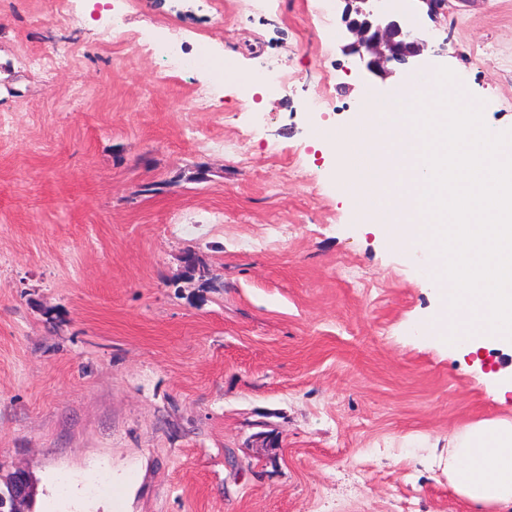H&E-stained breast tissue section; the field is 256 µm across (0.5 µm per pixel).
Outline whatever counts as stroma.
<instances>
[{
	"label": "stroma",
	"instance_id": "stroma-1",
	"mask_svg": "<svg viewBox=\"0 0 512 512\" xmlns=\"http://www.w3.org/2000/svg\"><path fill=\"white\" fill-rule=\"evenodd\" d=\"M314 5L73 0L59 26L53 0H0V462L29 473L32 512H472L448 436L512 419V355L419 334L425 256L358 221L319 139L364 89L440 67L512 130V0L435 20L404 0L426 46L381 78L343 52L344 0L328 28ZM170 40L224 75L169 68L151 49ZM271 63L290 85L263 98Z\"/></svg>",
	"mask_w": 512,
	"mask_h": 512
}]
</instances>
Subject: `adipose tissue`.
Segmentation results:
<instances>
[{
  "mask_svg": "<svg viewBox=\"0 0 512 512\" xmlns=\"http://www.w3.org/2000/svg\"><path fill=\"white\" fill-rule=\"evenodd\" d=\"M448 482L477 508L512 503V420L480 421L450 436Z\"/></svg>",
  "mask_w": 512,
  "mask_h": 512,
  "instance_id": "obj_1",
  "label": "adipose tissue"
}]
</instances>
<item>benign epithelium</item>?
I'll list each match as a JSON object with an SVG mask.
<instances>
[{
    "label": "benign epithelium",
    "mask_w": 512,
    "mask_h": 512,
    "mask_svg": "<svg viewBox=\"0 0 512 512\" xmlns=\"http://www.w3.org/2000/svg\"><path fill=\"white\" fill-rule=\"evenodd\" d=\"M346 2L349 8L344 12L343 22L355 40L345 46V51L358 56L368 72L380 76L389 71L390 64H403L421 55L425 40L417 30L409 28L399 15L373 10L371 0ZM20 474L23 481L9 491L13 512H20V506L33 495L31 478L23 470Z\"/></svg>",
    "instance_id": "7a95c632"
}]
</instances>
